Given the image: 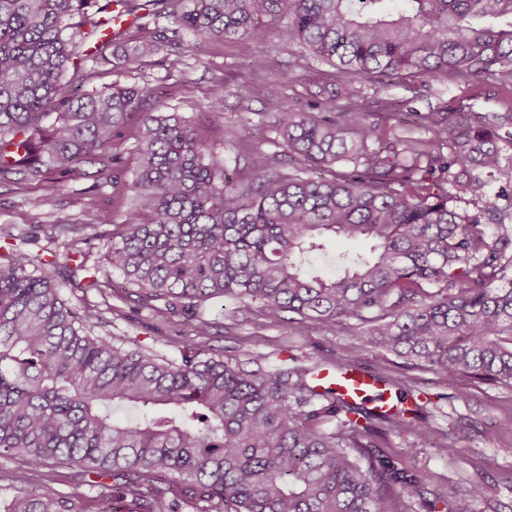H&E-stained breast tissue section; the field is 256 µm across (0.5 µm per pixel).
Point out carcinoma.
Listing matches in <instances>:
<instances>
[{"label":"carcinoma","mask_w":512,"mask_h":512,"mask_svg":"<svg viewBox=\"0 0 512 512\" xmlns=\"http://www.w3.org/2000/svg\"><path fill=\"white\" fill-rule=\"evenodd\" d=\"M138 18V51L196 36L260 39L288 27L339 75L418 77L481 86L512 81V0H122ZM112 0H0V178L53 185L98 166L125 182L120 151L131 119L141 161L137 203L108 238L106 259L142 303L191 310L230 297L272 324L302 330L355 319L376 347L453 380L512 388V110L478 112L452 98L397 121L398 100L368 112L348 84L346 104L292 106L272 129L294 170L261 166L231 182L208 159L194 125L140 112L149 89L81 91L87 41L112 24ZM54 117L50 126L43 125ZM424 133L422 137L413 132ZM506 176L488 201L490 179ZM472 209L457 211L455 203ZM364 238L366 253H336V278L313 273L331 238ZM81 250L54 269L15 246L0 255V457L75 467L96 512H396L423 478L398 466L381 439L422 420L414 408L374 411L314 384L321 364L270 365L199 341L169 359L125 338L93 334L58 292L112 295ZM76 265H71V262ZM292 317L284 318V313ZM377 380L413 398L406 382ZM112 477L116 483H107ZM0 512H88L81 494L19 488Z\"/></svg>","instance_id":"1"}]
</instances>
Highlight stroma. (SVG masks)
Returning a JSON list of instances; mask_svg holds the SVG:
<instances>
[{"instance_id": "1", "label": "stroma", "mask_w": 512, "mask_h": 512, "mask_svg": "<svg viewBox=\"0 0 512 512\" xmlns=\"http://www.w3.org/2000/svg\"><path fill=\"white\" fill-rule=\"evenodd\" d=\"M195 37L185 32L181 46L168 47L138 61H130L123 43L107 49L108 64L91 63L86 90L113 85L148 87L150 93L140 104L144 112H175L193 117L205 112L216 89L224 91V122L199 129L213 158L234 169L237 178L253 174L255 158L281 172H288V155L279 138L258 122L270 118L284 103L307 110L309 103L329 97L343 101L346 86L331 76V64L316 58L289 34L288 24L277 21L264 39L227 37L212 42L205 57H197ZM267 65L257 70L255 57ZM367 101L386 97L408 99L414 110L425 112L443 100L459 95L460 87L448 81H416L412 89L397 86L378 90L372 79H361ZM253 128V140L246 145L226 138L224 131L242 125ZM80 177L63 182L57 190L23 180L21 175L0 178V246L19 245L31 255L48 260L65 258L69 235L54 232L57 224L82 225L79 244L85 265L99 277H110L114 294L103 302L97 289H80L60 284L59 292L68 307L81 313L97 310V336L129 338L149 351L173 358L177 345L194 339L187 314L158 313L139 302L125 288L123 277L112 270L105 258L104 237L121 223L133 193L130 189L101 183L94 166L81 167ZM233 300L208 302L199 309L210 322V348L227 354L252 351L272 362L293 357L313 360L326 357L340 364L369 372H381L407 381L427 401L422 427L404 434L388 435L385 450L397 455L411 449L400 466L422 475L412 496L398 501L399 512H430L429 504L443 497L444 512H512V389L489 383L470 385L468 396L454 398L455 381L406 364L375 347L361 336L355 320L326 329L312 323L299 332L287 323L272 324L252 311H235ZM448 444L440 453L439 444ZM482 483L474 492V483Z\"/></svg>"}]
</instances>
